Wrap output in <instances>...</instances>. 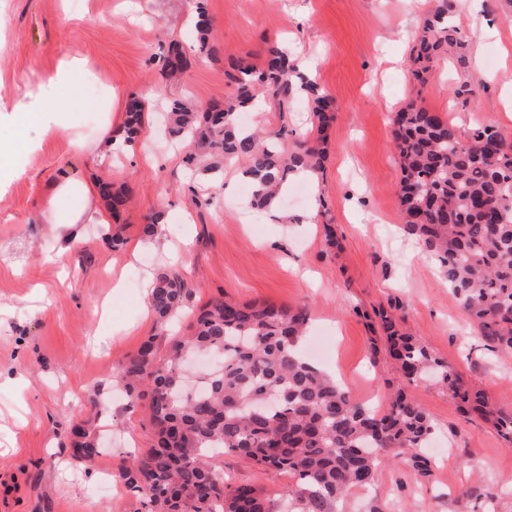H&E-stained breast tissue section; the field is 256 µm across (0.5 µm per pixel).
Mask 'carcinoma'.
Here are the masks:
<instances>
[{"mask_svg":"<svg viewBox=\"0 0 512 512\" xmlns=\"http://www.w3.org/2000/svg\"><path fill=\"white\" fill-rule=\"evenodd\" d=\"M209 21L198 6V39L191 50L212 56ZM466 36L448 21V0L424 19L410 57L411 74L423 80L435 62L453 52L461 66ZM191 65L184 47L169 45L160 75L169 79ZM225 76L232 88L224 102L200 112L174 101L167 113L169 136L190 139L195 150L187 169L216 180L224 166L243 160L252 185L249 206L263 211L279 201L300 169L320 172L325 131L336 120L318 85L306 79L284 46L267 44L257 69L235 62ZM267 97L284 113L295 101L312 104V133L290 137L288 126L261 133L238 120L239 111ZM126 143L132 145L145 102L131 100ZM401 161L400 216L404 230L418 237L441 264L453 298L479 329L486 349L512 356V143L493 126L479 125L462 139L456 125L408 101L393 119ZM118 213L133 194L100 185ZM192 296L176 275H160L150 306L160 325L175 318ZM385 351L403 382L382 412L355 401L314 366L302 351L310 320L305 307L288 308L213 298L195 315L190 334L157 355L149 338L114 373L129 402L148 399L151 448L120 470L118 480L141 497L144 512H271L268 500L249 482H224L218 461L237 454L270 471H286L283 512H340L355 487L375 478L379 457L401 458L420 476L429 475L419 449L435 433L429 413L409 393L432 376L463 412L494 425L512 443V413H504L469 385L415 336L398 329L394 316L379 311ZM70 435L82 449L72 454L90 463L101 454L88 422Z\"/></svg>","mask_w":512,"mask_h":512,"instance_id":"carcinoma-1","label":"carcinoma"}]
</instances>
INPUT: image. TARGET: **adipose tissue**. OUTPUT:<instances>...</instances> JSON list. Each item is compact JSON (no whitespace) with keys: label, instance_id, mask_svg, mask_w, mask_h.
<instances>
[{"label":"adipose tissue","instance_id":"1","mask_svg":"<svg viewBox=\"0 0 512 512\" xmlns=\"http://www.w3.org/2000/svg\"><path fill=\"white\" fill-rule=\"evenodd\" d=\"M80 63V58L74 57L69 63L60 64L53 75L40 83L36 89L27 91L13 104H5L4 100L0 99V111L9 107L16 112H34L36 120L51 125L57 130L67 131L68 137L74 145H82L81 134L67 130L61 116L53 114L47 109L39 111L35 108L36 103L45 101L51 90L64 82L68 67L77 66ZM97 196L96 184L66 175L62 176L60 180L49 184L43 191L44 206L40 213V221L50 225L53 231L59 232L63 241H71L76 237L79 225L110 222L109 210L94 206L93 200Z\"/></svg>","mask_w":512,"mask_h":512}]
</instances>
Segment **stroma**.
I'll return each mask as SVG.
<instances>
[{
    "mask_svg": "<svg viewBox=\"0 0 512 512\" xmlns=\"http://www.w3.org/2000/svg\"><path fill=\"white\" fill-rule=\"evenodd\" d=\"M200 3L218 51L166 82L153 59L170 43L192 45ZM448 3L481 68L464 73L448 58L418 81L410 52L431 0H0V93L22 95L62 61L84 58L46 106L87 138L80 149L64 133L0 114L1 143L20 134L36 144L25 174L0 193V512H138L116 474L150 448V412L147 401L131 407L115 393L113 373L148 338L169 350L172 332L143 308L147 281L162 272L187 283L193 310L215 297L308 307L311 335L329 343L319 368L366 405L386 406L387 386L401 382L393 361L373 351L377 312L405 317L436 357L512 412V357L485 349L436 256L400 222L391 118L411 97L462 134L482 123L512 139V0ZM271 40L313 59L336 121L324 173L304 196H285L274 215H246L243 163L224 169L232 198L223 182H191L184 158L192 146L165 138L159 117L175 98L199 110L223 102L229 64H259ZM467 77L475 93L464 103L452 91ZM86 79L105 111L83 95ZM135 98L146 110L130 145L120 140L122 124L106 125L105 116L127 112ZM64 173L134 188L109 226L122 246L103 244L99 226L88 224L60 251L38 213L43 186ZM158 212L164 243L155 247L140 226ZM330 227L340 249L326 245ZM410 392L438 429L425 451L430 475L382 458L343 512H479L480 501L464 495L472 487L494 493L496 512H512V446L447 391L422 381ZM86 419L103 446L87 466L72 459L67 438ZM221 469L225 482H250L274 505L290 482L231 453ZM104 471L113 476L108 491L99 488Z\"/></svg>",
    "mask_w": 512,
    "mask_h": 512,
    "instance_id": "stroma-1",
    "label": "stroma"
}]
</instances>
